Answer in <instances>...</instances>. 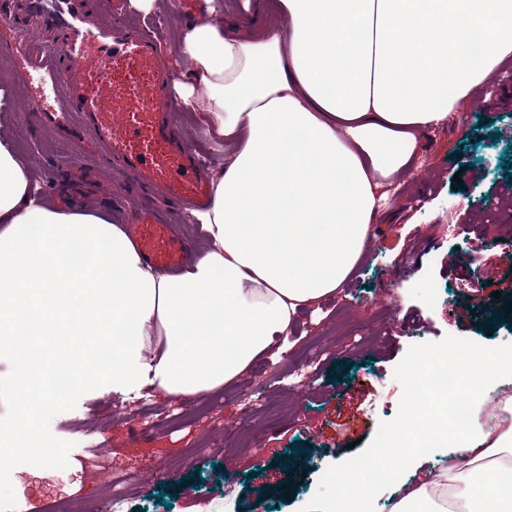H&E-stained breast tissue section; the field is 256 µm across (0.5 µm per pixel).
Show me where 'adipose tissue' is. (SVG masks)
<instances>
[{"mask_svg":"<svg viewBox=\"0 0 512 512\" xmlns=\"http://www.w3.org/2000/svg\"><path fill=\"white\" fill-rule=\"evenodd\" d=\"M279 12L286 25L257 39L212 5L181 32V82L232 149L195 215L208 247L180 274L149 268L106 212L40 195L0 134V365L15 473L34 475L39 421L75 397L147 386L200 396L240 379L301 309L347 281L421 132L512 55V0H279ZM26 224L38 233L23 236ZM470 428L462 453L391 512H512V425L488 429L476 414Z\"/></svg>","mask_w":512,"mask_h":512,"instance_id":"1","label":"adipose tissue"}]
</instances>
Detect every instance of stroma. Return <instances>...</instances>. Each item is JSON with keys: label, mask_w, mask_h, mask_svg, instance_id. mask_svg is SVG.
<instances>
[{"label": "stroma", "mask_w": 512, "mask_h": 512, "mask_svg": "<svg viewBox=\"0 0 512 512\" xmlns=\"http://www.w3.org/2000/svg\"><path fill=\"white\" fill-rule=\"evenodd\" d=\"M129 8L133 18L159 20L165 64L175 70L185 10L170 0H131ZM18 65L0 58V107L42 190L55 198L82 181L93 187L87 205L118 211L132 178L87 154L72 165V145L28 111L29 95L13 77ZM461 106L466 130L449 123L425 132L362 263L318 312L302 314L288 339L209 395L146 389L47 414L42 439L61 447L71 467H46L35 485L0 468V512H93L113 495L118 512H302L325 471L352 457V441L369 444L380 422L396 416L402 387L394 372L411 345L447 336L512 344V294H493L507 272L489 264L512 241L504 195L512 182V57ZM481 280L484 291L474 292ZM478 298L487 311L459 318ZM362 384L359 427L337 431V406ZM270 484L285 493L266 494ZM161 492L167 503H158Z\"/></svg>", "instance_id": "35a3bbf8"}]
</instances>
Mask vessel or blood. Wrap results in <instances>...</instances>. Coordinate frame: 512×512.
Here are the masks:
<instances>
[{"mask_svg": "<svg viewBox=\"0 0 512 512\" xmlns=\"http://www.w3.org/2000/svg\"><path fill=\"white\" fill-rule=\"evenodd\" d=\"M125 0H14L0 15L12 36L0 52L22 51L16 73L22 87L50 78L57 109L41 108L39 124L56 128L75 146L103 145L119 172L140 187L205 204L210 186L200 154L177 132L172 77L162 45L150 28L128 22ZM127 230L149 267L173 272L193 252L163 209L132 196L125 202Z\"/></svg>", "mask_w": 512, "mask_h": 512, "instance_id": "vessel-or-blood-1", "label": "vessel or blood"}]
</instances>
